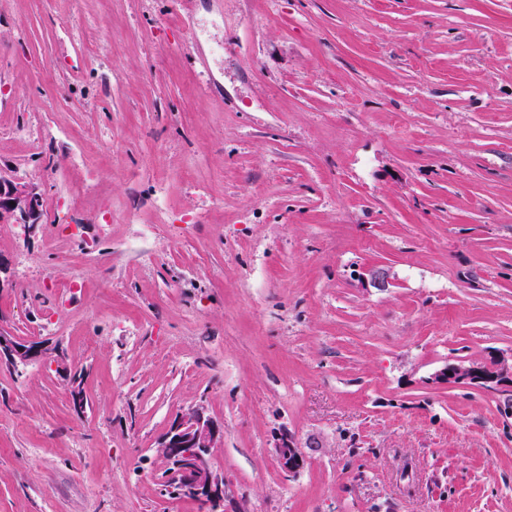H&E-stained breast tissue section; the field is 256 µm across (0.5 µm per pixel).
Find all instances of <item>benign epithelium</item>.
Returning <instances> with one entry per match:
<instances>
[{
  "label": "benign epithelium",
  "mask_w": 512,
  "mask_h": 512,
  "mask_svg": "<svg viewBox=\"0 0 512 512\" xmlns=\"http://www.w3.org/2000/svg\"><path fill=\"white\" fill-rule=\"evenodd\" d=\"M45 193L41 186L15 171L0 170V223L21 224L32 231L44 220ZM45 352L35 342L21 341L0 327V362L25 365ZM446 381L482 383L494 388L512 379V362L501 354L491 362L449 364L435 374ZM224 444V424L198 404L177 415L158 441L156 453L169 463L171 492L196 500L204 512H224V473L213 465L214 450ZM274 450L283 471L297 473L304 454L288 434L277 438Z\"/></svg>",
  "instance_id": "7a95c632"
}]
</instances>
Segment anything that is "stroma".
<instances>
[{
	"mask_svg": "<svg viewBox=\"0 0 512 512\" xmlns=\"http://www.w3.org/2000/svg\"><path fill=\"white\" fill-rule=\"evenodd\" d=\"M0 168L74 230L0 223L64 355L0 363V512H201L199 403L224 512H512L504 392L433 379L512 354V0H0ZM223 444L224 423L207 415L203 404L177 415L156 449L172 468L171 492L196 500L201 511H224V473L213 465L214 450ZM278 462L289 475L296 474L302 464L304 454L298 442L288 434H280L274 446Z\"/></svg>",
	"mask_w": 512,
	"mask_h": 512,
	"instance_id": "stroma-1",
	"label": "stroma"
}]
</instances>
